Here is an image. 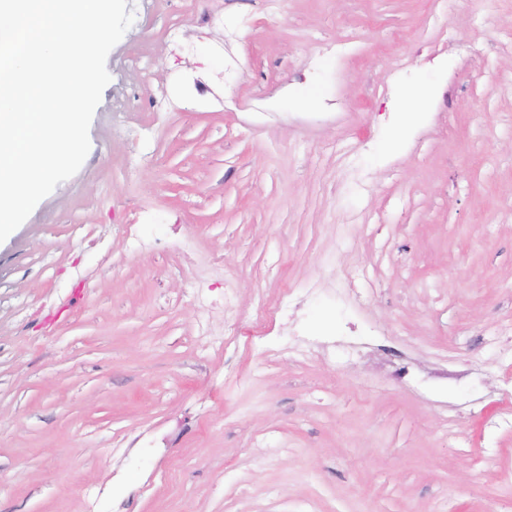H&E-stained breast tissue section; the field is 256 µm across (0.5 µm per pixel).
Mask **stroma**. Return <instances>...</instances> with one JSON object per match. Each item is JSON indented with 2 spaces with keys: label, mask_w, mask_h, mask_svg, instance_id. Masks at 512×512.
<instances>
[{
  "label": "stroma",
  "mask_w": 512,
  "mask_h": 512,
  "mask_svg": "<svg viewBox=\"0 0 512 512\" xmlns=\"http://www.w3.org/2000/svg\"><path fill=\"white\" fill-rule=\"evenodd\" d=\"M128 7L86 159L0 243V512H84L90 483L123 512H506L512 0ZM186 239L237 347L173 265ZM357 274L359 333L321 335L338 311L307 287Z\"/></svg>",
  "instance_id": "1"
}]
</instances>
